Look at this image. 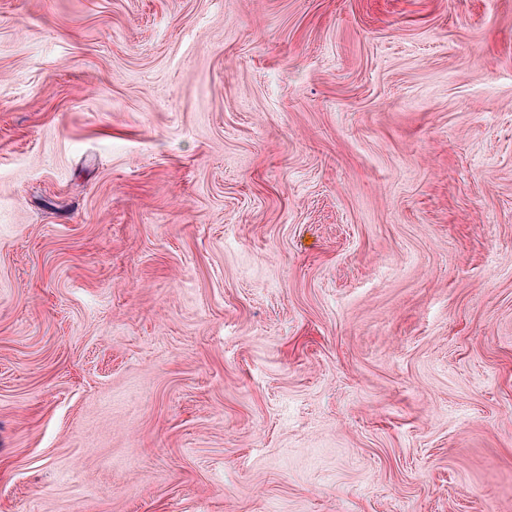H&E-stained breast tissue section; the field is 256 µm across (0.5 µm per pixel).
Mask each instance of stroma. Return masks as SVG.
Masks as SVG:
<instances>
[{
  "instance_id": "1",
  "label": "stroma",
  "mask_w": 512,
  "mask_h": 512,
  "mask_svg": "<svg viewBox=\"0 0 512 512\" xmlns=\"http://www.w3.org/2000/svg\"><path fill=\"white\" fill-rule=\"evenodd\" d=\"M0 512H512V0H0Z\"/></svg>"
}]
</instances>
